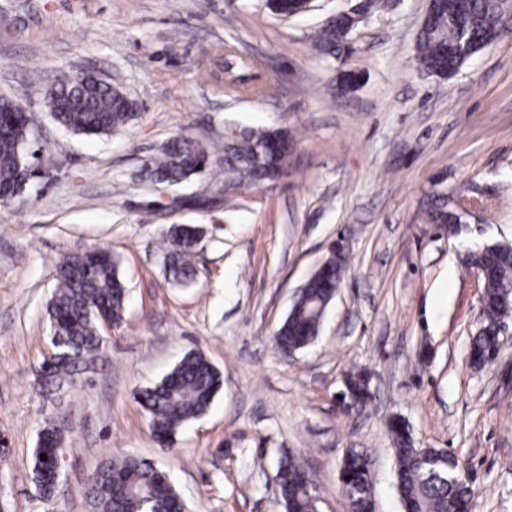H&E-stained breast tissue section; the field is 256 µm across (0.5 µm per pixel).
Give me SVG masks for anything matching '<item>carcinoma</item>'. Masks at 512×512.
<instances>
[{
	"mask_svg": "<svg viewBox=\"0 0 512 512\" xmlns=\"http://www.w3.org/2000/svg\"><path fill=\"white\" fill-rule=\"evenodd\" d=\"M269 10L282 17L302 12V0H268ZM503 22L501 0H434L428 22L416 43L418 66L439 78L455 74L477 51L486 46L484 33ZM349 19L325 20L313 47L324 57H341L347 48ZM40 94L54 120L81 135H109L126 127L136 117V105L110 84L85 75L57 80ZM28 113L24 103L0 100V202L14 194L28 165ZM294 137L284 128L241 133L224 141L217 172L224 175V194L259 187L275 175L288 171ZM210 168L205 145L178 135L169 139L159 155L145 168V177L174 186ZM434 224H455L448 204L428 212ZM198 227L178 224L170 228L165 267L176 283L193 279L195 249L191 239ZM326 280L306 281L298 303L275 331L278 345L305 349L319 332L324 310L336 282L343 279L345 258L329 256ZM477 269H488L487 293L499 304L494 319L512 316V245L498 243L489 252L474 257ZM57 284L47 303L50 326L62 336L54 359L36 369L40 391L51 393L88 378L101 360L105 345L99 329L101 318L119 326L126 308L127 291L112 254L102 248L83 253H65L56 262ZM500 336L495 326L484 322L472 338L470 365L480 369L498 354ZM224 387V376L200 352L186 354L158 383L144 389L140 404L148 416L158 445H170L185 423L203 416ZM351 393L342 395L344 406L365 409L372 393L365 372L350 374ZM394 444L396 482L404 512H471L475 490L458 460L442 448H418L409 427L389 423ZM46 455L43 460L40 455ZM65 448L58 429L44 422L33 452L31 479L40 496L51 499L62 476ZM276 475L280 478L277 505L281 512H312L314 480L297 458L284 453ZM342 490L352 512H374L370 472L364 457L348 451L341 463ZM91 512H182L183 498L162 467L130 454H117L101 463L89 481Z\"/></svg>",
	"mask_w": 512,
	"mask_h": 512,
	"instance_id": "1",
	"label": "carcinoma"
}]
</instances>
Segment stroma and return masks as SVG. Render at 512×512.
<instances>
[{
    "label": "stroma",
    "mask_w": 512,
    "mask_h": 512,
    "mask_svg": "<svg viewBox=\"0 0 512 512\" xmlns=\"http://www.w3.org/2000/svg\"><path fill=\"white\" fill-rule=\"evenodd\" d=\"M360 2L310 0L280 17L266 0H0V97L26 98L27 150L53 174L0 205V512H90L89 475L122 452L165 467L190 512H278L286 451L311 473L319 512H351L340 481L351 449L371 459L374 512H403L394 417L417 447L468 469L475 512H512V337L492 364L468 362L481 322L470 256L512 243V22L442 80L415 61L426 0H383L348 53L325 60L316 30ZM343 69L359 79L341 93ZM84 72L122 90L137 118L99 137L59 126L38 90ZM269 127L295 137L278 182L228 199L208 171L174 187L141 179L173 136L214 148ZM442 194L461 217L452 230L426 216ZM173 224L204 231L186 287L162 265ZM336 245L347 265L320 336L283 357L273 334ZM97 247L128 290L124 322L90 383L43 395L56 260ZM192 351L224 388L164 452L138 392ZM364 369L374 399L345 412L343 377ZM58 401L67 462L46 501L31 464Z\"/></svg>",
    "instance_id": "obj_1"
}]
</instances>
